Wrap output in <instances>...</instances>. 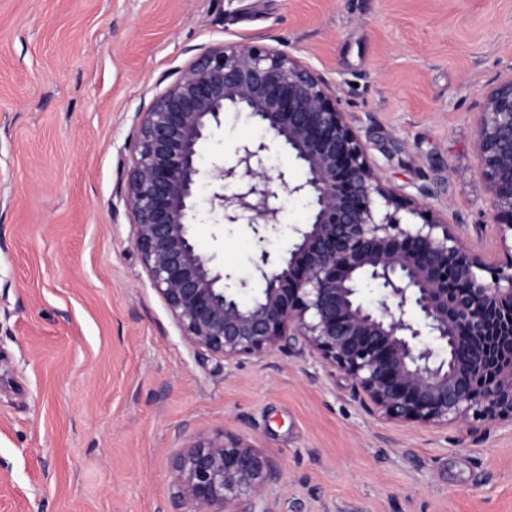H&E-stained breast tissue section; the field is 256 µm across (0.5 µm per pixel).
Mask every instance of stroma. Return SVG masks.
<instances>
[{
    "label": "stroma",
    "instance_id": "35a3bbf8",
    "mask_svg": "<svg viewBox=\"0 0 512 512\" xmlns=\"http://www.w3.org/2000/svg\"><path fill=\"white\" fill-rule=\"evenodd\" d=\"M246 41L335 83L390 185L512 259L475 135L512 74V0H0V512H183L174 463L223 431L282 470L233 512H512V423L373 415L300 344L190 347L148 280L121 201L138 114ZM259 136L228 112L199 151L195 242L234 275L253 233L212 222L209 173Z\"/></svg>",
    "mask_w": 512,
    "mask_h": 512
}]
</instances>
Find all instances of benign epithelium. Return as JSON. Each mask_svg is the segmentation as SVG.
<instances>
[{"instance_id":"obj_1","label":"benign epithelium","mask_w":512,"mask_h":512,"mask_svg":"<svg viewBox=\"0 0 512 512\" xmlns=\"http://www.w3.org/2000/svg\"><path fill=\"white\" fill-rule=\"evenodd\" d=\"M226 112L247 113L268 137L214 167L208 199L223 223L253 232L261 288L248 303L192 231L200 146ZM476 140L511 252L512 78L486 97ZM273 144L304 168V182L268 175ZM275 182L310 207L283 256L266 248L282 210ZM123 201L146 275L189 346L231 360L301 342L388 419L512 421V262L487 264L388 185L337 108L335 87L302 60L256 42L200 53L139 113ZM363 279L383 288L375 307L360 298ZM280 478L269 456L227 433L190 440L173 474L184 512H229Z\"/></svg>"}]
</instances>
